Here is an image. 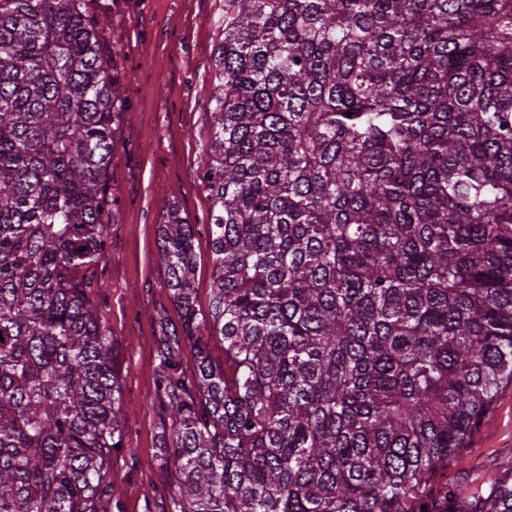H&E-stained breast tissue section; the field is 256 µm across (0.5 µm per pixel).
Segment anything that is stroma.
Masks as SVG:
<instances>
[{
  "mask_svg": "<svg viewBox=\"0 0 512 512\" xmlns=\"http://www.w3.org/2000/svg\"><path fill=\"white\" fill-rule=\"evenodd\" d=\"M92 8L118 36L113 62L126 100L108 170L115 222L107 227L105 257L97 267L96 299L126 419L124 446L112 457L107 512H167L175 466L164 444L174 427L148 397L160 369L162 326L178 324L180 313L158 260V226L172 205L194 224L196 307L207 313L212 259L200 173L224 0H93ZM510 448L512 384L498 389L491 411L444 473L472 491L512 467Z\"/></svg>",
  "mask_w": 512,
  "mask_h": 512,
  "instance_id": "stroma-1",
  "label": "stroma"
}]
</instances>
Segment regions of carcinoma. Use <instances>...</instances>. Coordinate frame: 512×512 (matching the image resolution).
Instances as JSON below:
<instances>
[{"mask_svg":"<svg viewBox=\"0 0 512 512\" xmlns=\"http://www.w3.org/2000/svg\"><path fill=\"white\" fill-rule=\"evenodd\" d=\"M90 2L0 0V512H104L124 441ZM222 35L201 318L194 227L159 224L167 512H512V468L432 483L512 383V0H224Z\"/></svg>","mask_w":512,"mask_h":512,"instance_id":"cac0c4a2","label":"carcinoma"}]
</instances>
